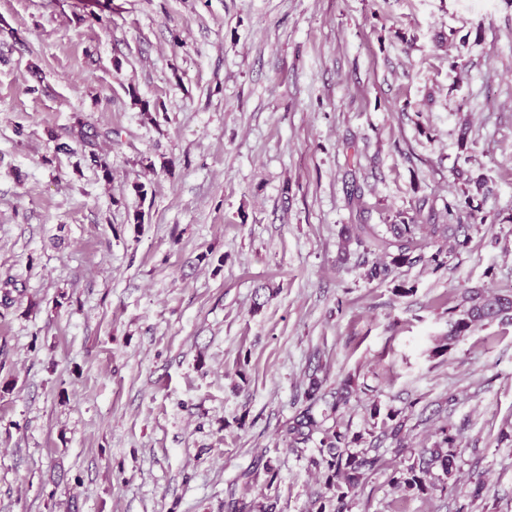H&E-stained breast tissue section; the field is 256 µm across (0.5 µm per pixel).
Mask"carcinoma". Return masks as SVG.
<instances>
[{
	"label": "carcinoma",
	"instance_id": "carcinoma-1",
	"mask_svg": "<svg viewBox=\"0 0 512 512\" xmlns=\"http://www.w3.org/2000/svg\"><path fill=\"white\" fill-rule=\"evenodd\" d=\"M421 208H416L413 215L399 214L400 221L387 225L382 233L371 224H349L345 227V241L358 245L368 244L377 254L373 261L363 260V277L369 282L384 280L393 269L403 265H413L426 260L436 267L444 265L442 250L426 255L431 241L448 230L446 224H420L418 215ZM456 318L450 323L448 338L454 339L466 335L480 322L500 321L512 323V295H486L480 288L466 290L462 304L454 310ZM322 382L310 379L306 392V405L284 425L282 441L286 447L297 450L305 447L319 437L318 456L310 463L321 472L324 492L311 504V512H347V499L360 487L369 472L380 464V458L369 455V450H356L352 445L362 440V435L349 434V429L340 428L335 423L340 408L347 406L350 398L357 393L355 379L348 378L343 385L333 392H321ZM372 429H379L395 445L393 453L400 455L407 451L404 443L405 419L399 413L389 410L381 411L379 405L372 407ZM441 439L432 447L418 452L417 460L411 465L400 468L392 466L390 482L396 489L417 494H427L434 488L431 482L433 470L438 469L450 479L454 476L455 455L454 438L448 435V429H440ZM229 512H277V501L264 496L262 500L246 502L229 493L227 501Z\"/></svg>",
	"mask_w": 512,
	"mask_h": 512
}]
</instances>
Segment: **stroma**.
<instances>
[{
    "label": "stroma",
    "instance_id": "stroma-1",
    "mask_svg": "<svg viewBox=\"0 0 512 512\" xmlns=\"http://www.w3.org/2000/svg\"><path fill=\"white\" fill-rule=\"evenodd\" d=\"M418 205L465 244L366 281L343 226ZM8 277L0 512H309L281 428L314 377L355 379L351 432L408 418L348 512H512V324L433 352L465 289L512 293V0H0ZM443 426L455 476L394 489ZM371 420L372 430L369 435L372 434L374 430L380 429L383 435L390 438L392 443L395 445V448H392L395 456L409 450L404 443L403 435L406 426V419L399 417V413L392 410L382 413L380 406L378 404H373ZM262 500H252L245 502L242 499H237L234 494H229V499L226 503L229 512H277V501L270 497L263 496Z\"/></svg>",
    "mask_w": 512,
    "mask_h": 512
}]
</instances>
